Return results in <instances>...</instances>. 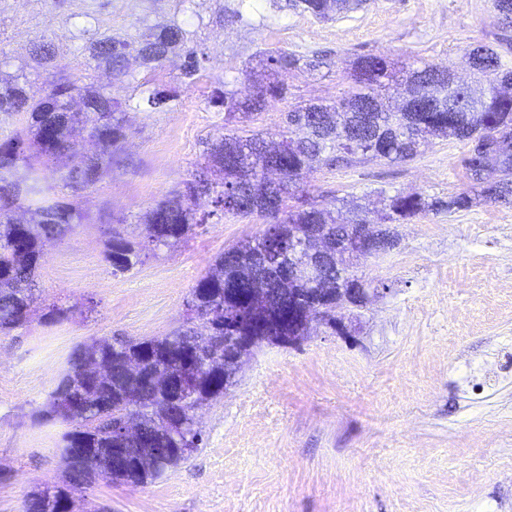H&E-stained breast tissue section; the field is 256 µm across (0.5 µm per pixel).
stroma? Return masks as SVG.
Instances as JSON below:
<instances>
[{
  "mask_svg": "<svg viewBox=\"0 0 512 512\" xmlns=\"http://www.w3.org/2000/svg\"><path fill=\"white\" fill-rule=\"evenodd\" d=\"M176 24L205 60L194 79L183 55L130 62L126 74L88 69L82 47L102 35L135 40ZM504 24L492 0H368L322 20L286 0H0V79L33 75L34 40L51 73L90 76L126 112L119 165L82 193L84 221L48 244L28 323L0 334V512L63 481L68 424L38 411L76 352L101 337L167 336L188 328L186 301L218 257L262 235L255 216L194 208L205 222L177 246L113 272L105 241L143 238L147 213L206 163L224 132L213 93L252 94L264 49L331 64L289 75L288 97L253 130L279 138L296 104L332 102L357 56L423 61L470 81L467 54L496 45ZM167 94L163 109L151 92ZM469 144L428 138L411 161L318 166L304 196L374 208L380 195L448 197L467 190ZM396 247L355 271L378 293L340 335L318 326L302 344L252 349L233 386L197 412L199 450L161 479L131 487L100 478L75 490L79 512H512V202L481 201L394 225ZM72 306L47 322L46 308Z\"/></svg>",
  "mask_w": 512,
  "mask_h": 512,
  "instance_id": "obj_1",
  "label": "stroma"
}]
</instances>
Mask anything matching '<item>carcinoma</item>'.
Returning a JSON list of instances; mask_svg holds the SVG:
<instances>
[{"label":"carcinoma","mask_w":512,"mask_h":512,"mask_svg":"<svg viewBox=\"0 0 512 512\" xmlns=\"http://www.w3.org/2000/svg\"><path fill=\"white\" fill-rule=\"evenodd\" d=\"M292 9L317 18H328L363 0H289ZM186 32L173 24L129 42L110 36L90 40L84 53L118 74L134 57L143 65H160L169 53L184 50L183 76L193 78L201 67L195 48H185ZM477 59L475 77L486 83L484 98L474 100L453 87L447 69L428 64L404 70L387 58L366 54L354 62L353 86L343 97L326 105H294L285 113L286 126L301 125L306 136L294 141L282 136V152L274 160L283 171V182L271 187L263 168L270 160L269 142L258 133H226L207 144V156L222 173L217 182L210 169L202 168L186 182L185 189L158 202L145 224L141 248H170L203 223L194 203L207 197L214 207L234 217L259 216L267 221L264 233L232 246L216 261L213 272L202 277L186 301L196 326L162 338L98 339L81 349L58 386L39 411L46 420L61 419L75 425L63 437L61 451L65 487L54 490L73 512L70 490L98 478L130 486L160 478L167 469L189 459L184 448L200 447L202 433L194 425V408L224 393L225 380L235 374L224 366V351L234 346L233 337L247 336L254 311L273 312L288 306L291 297L303 298L310 307L319 299L317 290L343 288L336 271L312 282L291 275L294 258L290 245L300 234L316 230L340 236L348 224H368L381 252L395 246L385 224H402L430 212L470 208L478 198L487 201L512 199V99H499L498 86L512 84V68L505 66L496 49L478 45L469 52ZM269 71L260 89L244 98L232 89L217 90L215 99L224 105V124L244 122L263 112L273 100L288 97L285 77L300 69L301 58L279 51L264 52ZM0 81V114L23 116L22 128L0 140V333L7 334L28 322L32 287L45 263L44 241L62 239L79 226L83 214L77 203L54 197L41 184L38 167L53 162L62 151L78 154L75 125L97 139L100 153L83 156L61 175L63 187L90 189L120 161L117 151L125 137L126 118L120 106L102 87L80 78L45 80L33 89L36 79ZM87 99L81 112H70L66 92ZM425 134L473 143L463 160L470 187L446 199L421 194H395L380 198L382 208L367 215L357 210L343 216L335 198L328 203L287 204L290 190L321 163L339 166L354 160L413 159ZM17 209L36 213L34 224H17ZM112 270L133 264L138 250L117 230L107 242ZM82 359L108 363L111 377L95 381L77 369ZM140 370L131 375L126 365ZM135 408L141 415L142 433L130 440L120 432L125 413ZM94 448L90 457L71 458L68 449ZM114 448H129L139 464L110 472L107 457Z\"/></svg>","instance_id":"carcinoma-1"}]
</instances>
